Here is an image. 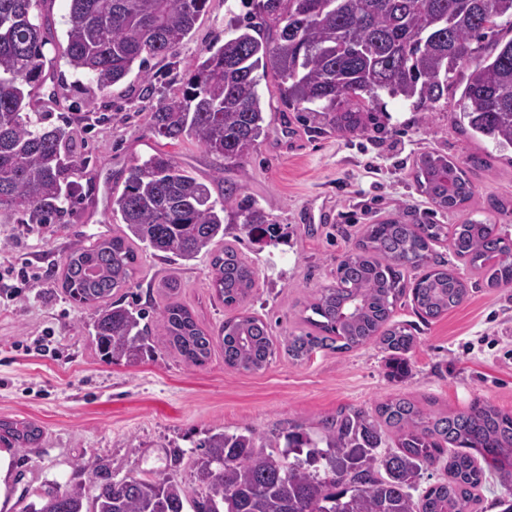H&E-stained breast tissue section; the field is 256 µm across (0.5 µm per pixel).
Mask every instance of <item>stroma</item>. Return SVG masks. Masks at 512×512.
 I'll return each instance as SVG.
<instances>
[{"instance_id":"stroma-1","label":"stroma","mask_w":512,"mask_h":512,"mask_svg":"<svg viewBox=\"0 0 512 512\" xmlns=\"http://www.w3.org/2000/svg\"><path fill=\"white\" fill-rule=\"evenodd\" d=\"M69 0H46L38 10L51 22L45 51L59 87L42 107L50 123L71 124L79 132L87 160L74 179L81 192L69 209L64 230L31 231L22 224H0V240L15 260L48 269L45 280L22 286L12 298L0 297V421L32 424L40 443L11 448L12 481L0 512H20L49 485L91 484L76 469L79 459L95 457L113 479L159 478L175 474L189 495L199 490L196 460L210 429L233 433L251 428L265 439L285 441L289 430L316 434L325 417L338 411L373 412L389 397L405 395L425 408L463 411L474 401L512 412V288H486L451 248L434 245L439 261L452 266L468 295L448 314L425 322L411 298H402L396 322L409 328L416 345L406 378H389L386 354L368 343L347 351L319 350L296 363L278 351L268 367L243 373L224 365L214 350L204 366L187 365L164 341L153 357L130 365L100 359L92 337V311L70 300L61 287L63 258L74 248L111 237V192L122 191L129 167L158 151L209 184L213 196L223 185L212 176L221 160L194 139L164 144L148 129L151 100L142 96L138 70L108 90L72 69L56 49L68 28ZM238 0H209L177 59L157 58L148 67L156 97L179 88L187 65L240 12ZM466 69L448 81L447 106L419 117L407 102L381 95L370 107L380 134L346 137L318 127L314 118L288 110L278 82L261 77L266 135L230 177L239 199L262 207L280 237L259 247H238L258 271L247 307L267 321L276 341L299 333L303 303L333 285L336 264L353 247L365 225L391 214L408 223L455 224L456 214L435 211L413 177V160L424 151L460 159L489 153L492 168L475 180L465 214L490 219L512 238V150L471 138L457 122L462 110ZM211 267L202 256L187 264H166L140 253L128 302L162 307L175 293L201 327L218 329L229 310L210 287ZM50 331L49 349L33 352L34 339ZM180 450L179 464L170 455Z\"/></svg>"}]
</instances>
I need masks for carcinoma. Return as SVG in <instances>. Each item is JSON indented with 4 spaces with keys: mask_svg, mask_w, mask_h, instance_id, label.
Listing matches in <instances>:
<instances>
[{
    "mask_svg": "<svg viewBox=\"0 0 512 512\" xmlns=\"http://www.w3.org/2000/svg\"><path fill=\"white\" fill-rule=\"evenodd\" d=\"M40 2L0 0V224L48 228L65 223L70 195L79 191L70 177L83 161L72 132L44 125L34 111L33 89L48 79V38L34 15ZM70 2L58 51L106 90L136 62L176 57L209 0ZM504 17L512 19V0H257L247 22L236 20L220 46L189 64L179 91L149 112L154 137L172 143L190 137L224 160L218 171L224 197H212L205 183L160 151L130 166L123 191L112 197L119 231L63 260L62 288L93 308L101 357L134 365L154 353L146 308L124 304L140 250L182 263L208 256L210 288L226 308L252 295L257 271L226 237L270 239L277 225L254 203L239 206L233 222L224 223L225 203L238 190L224 171L243 167L265 135L258 69L278 79L292 110L320 104L325 125L346 136L366 129L360 110L382 92L415 112L435 111L448 99L449 74L471 63L460 119L505 151L512 149V39L476 60L479 38ZM490 169L474 153L455 160L427 151L415 159L414 180L436 209L454 213L474 196L475 176ZM447 239L486 287H512V240L490 221L468 217L448 226L390 216L366 225L337 263L336 283L308 302L309 329L286 339L288 356L301 362L316 349L342 352L375 342L388 353L391 375L406 376L415 336L393 321L400 299L412 293L415 311L429 322L468 294L433 254V245ZM409 269L420 271L411 283ZM159 322L164 341L190 365L204 364L216 344L224 365L237 371H260L275 354L270 325L249 313L208 331L170 296ZM385 434L394 447L382 452ZM41 437L33 425L0 423V442L34 444ZM200 447L201 491L192 500L172 475L116 482L88 459L77 467L100 481L60 494L49 489L21 512H184L188 500L194 512H477L486 471L512 469V414L480 402L456 413L426 411L398 395L372 415L325 419L315 440L291 432L284 450L273 440L257 442L247 427L232 434L215 428ZM439 464L446 479L413 496L421 471Z\"/></svg>",
    "mask_w": 512,
    "mask_h": 512,
    "instance_id": "1",
    "label": "carcinoma"
}]
</instances>
